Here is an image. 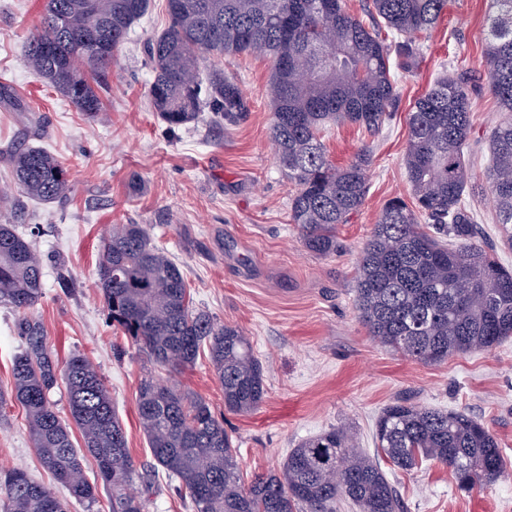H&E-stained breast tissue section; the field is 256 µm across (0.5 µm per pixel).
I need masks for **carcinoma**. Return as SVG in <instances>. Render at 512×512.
I'll use <instances>...</instances> for the list:
<instances>
[{"instance_id": "carcinoma-1", "label": "carcinoma", "mask_w": 512, "mask_h": 512, "mask_svg": "<svg viewBox=\"0 0 512 512\" xmlns=\"http://www.w3.org/2000/svg\"><path fill=\"white\" fill-rule=\"evenodd\" d=\"M449 0H365L369 22L343 0H166L170 24L151 40L149 98L170 129L207 109L228 124L249 111L238 83L213 68L198 78L205 56L269 55L275 157L296 187L289 222L317 255L336 251V229L363 206L371 154L359 150L333 165L321 140L332 125L379 132L396 106L394 73L421 57L417 36L432 29ZM148 0H44L40 31L26 50L34 75L80 111L101 110L97 82L88 78L115 57ZM487 89L501 118L493 127L481 173L465 162L472 130L470 100L480 77L444 75L409 113L404 155L412 203L394 197L383 207L359 260L356 309L372 338L395 353L431 364L489 351L512 337V270L479 243L469 192H487L497 209L503 243H512V0H487L483 39ZM72 58L86 69L69 71ZM7 161L20 193L52 202L69 190L66 169L48 151L16 148ZM99 288L110 320L157 366L178 373L206 354L224 393V409L247 414L267 394L266 367L239 327L193 305L183 273L145 224H115L103 241ZM43 294L42 261L15 224H0V305L18 313L23 346L12 362L7 402L22 408L41 466L69 498L23 468L0 471V512H69V499L94 504L108 493V512H145L133 491L139 472L126 432L97 367L75 354L60 364L43 325L29 315ZM64 382L71 427L50 401ZM137 410L153 470L179 481L176 493L192 512H337L343 500L358 512H404L379 462L359 453L351 435L333 426L300 442L278 472L241 482L237 438L201 396L154 375L138 387ZM376 446L389 463L411 471L427 460L450 468L464 491L487 489L504 473L494 433L465 411L442 412L407 399L387 406L376 422ZM95 468L91 483L85 469Z\"/></svg>"}]
</instances>
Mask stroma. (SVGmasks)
Segmentation results:
<instances>
[{"label":"stroma","mask_w":512,"mask_h":512,"mask_svg":"<svg viewBox=\"0 0 512 512\" xmlns=\"http://www.w3.org/2000/svg\"><path fill=\"white\" fill-rule=\"evenodd\" d=\"M43 0H0V187L11 185L5 153L11 145L41 147L67 169V196L50 203L19 198L0 208V223L35 233L43 263V295L33 315L59 360L89 357L115 402L137 467L152 459L140 428L136 396L155 366L108 320L97 288L102 240L112 225L144 224L180 266L196 305L239 326L267 367L268 393L248 414L224 410L219 382L206 360L168 383L203 396L224 416L240 444L244 479L276 469L302 440L345 427L358 450L375 454L373 433L394 399L480 417L497 436L509 467L488 490H459L448 468L426 462L411 472L387 469L407 512H512V338L492 351L424 364L375 342L355 308L362 248L385 203L411 198L403 165L408 114L441 73L483 70L486 0H450L434 29L421 35L417 69L400 73L393 118L371 136L350 125L322 134L330 160L346 164L362 146L372 151L369 191L349 223L339 225L340 247L320 256L290 224L294 184L278 167L270 139L273 63L262 56L214 60L235 77L249 103L243 120L216 123L210 112L172 130L148 105L152 71L148 41L168 25L166 0H150L117 60L104 71V110L79 112L38 79L24 56L39 30ZM475 170L486 164L499 109L487 90L472 96ZM17 315L0 306V389L10 390L20 339ZM22 466L52 484L33 449L22 410L0 411V469Z\"/></svg>","instance_id":"35a3bbf8"}]
</instances>
